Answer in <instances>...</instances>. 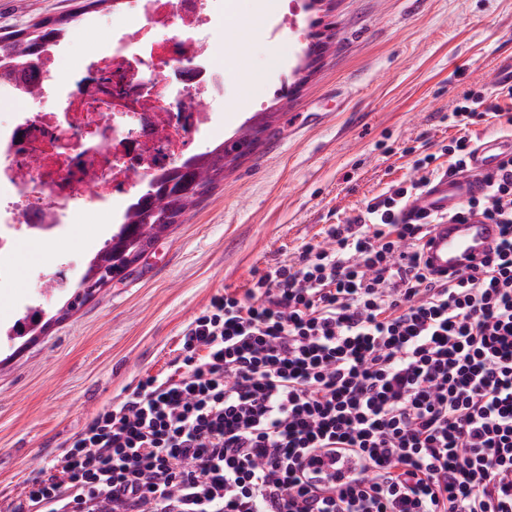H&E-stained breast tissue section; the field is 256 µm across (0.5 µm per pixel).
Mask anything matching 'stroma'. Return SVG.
I'll use <instances>...</instances> for the list:
<instances>
[{
    "instance_id": "obj_1",
    "label": "stroma",
    "mask_w": 512,
    "mask_h": 512,
    "mask_svg": "<svg viewBox=\"0 0 512 512\" xmlns=\"http://www.w3.org/2000/svg\"><path fill=\"white\" fill-rule=\"evenodd\" d=\"M75 0H0V32L73 14ZM62 70L88 37L108 40L102 6L73 15ZM270 17L237 0L222 42L229 71L220 140L261 131L183 223L160 236L125 275L67 309L70 293L42 294L29 274L54 250L25 253L12 289L41 307L44 331L0 339V512L24 495L95 413L142 377L166 376L187 326L223 292L244 293L270 267L295 262L330 225L416 179L417 146L460 131L448 114L497 71L512 76V0H317L297 33L270 39ZM334 52L305 56L312 39ZM108 216L78 218L63 244L73 266L106 240Z\"/></svg>"
}]
</instances>
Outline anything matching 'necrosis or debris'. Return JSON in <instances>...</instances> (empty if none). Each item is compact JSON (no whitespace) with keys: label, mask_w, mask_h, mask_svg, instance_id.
<instances>
[{"label":"necrosis or debris","mask_w":512,"mask_h":512,"mask_svg":"<svg viewBox=\"0 0 512 512\" xmlns=\"http://www.w3.org/2000/svg\"><path fill=\"white\" fill-rule=\"evenodd\" d=\"M112 0L111 41L90 39L69 77L68 38L53 36L36 88L0 76V100L52 99L54 109L0 119V284L14 281L31 245L60 244L78 213L109 211L122 224L137 186L192 161L195 136L218 122L204 100L224 99L218 37L234 0Z\"/></svg>","instance_id":"obj_1"}]
</instances>
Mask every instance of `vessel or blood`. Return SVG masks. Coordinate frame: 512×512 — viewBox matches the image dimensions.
I'll use <instances>...</instances> for the list:
<instances>
[{
  "instance_id": "obj_1",
  "label": "vessel or blood",
  "mask_w": 512,
  "mask_h": 512,
  "mask_svg": "<svg viewBox=\"0 0 512 512\" xmlns=\"http://www.w3.org/2000/svg\"><path fill=\"white\" fill-rule=\"evenodd\" d=\"M511 152L512 137L480 140L462 171L439 174L401 211L400 220L409 223L421 213L438 216V223L430 225L423 241V259L433 273L445 276L474 270L496 251L500 225L476 215L457 222L451 215L466 201L485 193L486 175L495 172Z\"/></svg>"
}]
</instances>
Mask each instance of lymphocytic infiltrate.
Returning a JSON list of instances; mask_svg holds the SVG:
<instances>
[{
	"label": "lymphocytic infiltrate",
	"mask_w": 512,
	"mask_h": 512,
	"mask_svg": "<svg viewBox=\"0 0 512 512\" xmlns=\"http://www.w3.org/2000/svg\"><path fill=\"white\" fill-rule=\"evenodd\" d=\"M426 183L214 297L175 371L99 411L14 512H512V158L468 204L502 227L475 272L432 277L427 216L400 223Z\"/></svg>",
	"instance_id": "lymphocytic-infiltrate-1"
}]
</instances>
